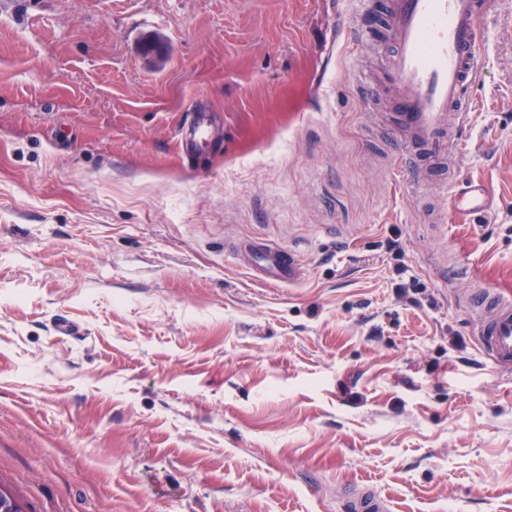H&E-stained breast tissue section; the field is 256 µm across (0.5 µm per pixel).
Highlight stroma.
I'll use <instances>...</instances> for the list:
<instances>
[{
	"instance_id": "1",
	"label": "stroma",
	"mask_w": 512,
	"mask_h": 512,
	"mask_svg": "<svg viewBox=\"0 0 512 512\" xmlns=\"http://www.w3.org/2000/svg\"><path fill=\"white\" fill-rule=\"evenodd\" d=\"M491 2L452 177L495 207L437 224L396 165L390 46L338 39L336 0H0V488L24 512H356L362 488L512 512V368L474 303L512 300ZM196 108L215 131L185 153ZM263 247L299 279L260 281Z\"/></svg>"
}]
</instances>
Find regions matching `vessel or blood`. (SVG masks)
<instances>
[{"label":"vessel or blood","instance_id":"1","mask_svg":"<svg viewBox=\"0 0 512 512\" xmlns=\"http://www.w3.org/2000/svg\"><path fill=\"white\" fill-rule=\"evenodd\" d=\"M487 0H354L345 34L362 40L384 22L393 52L388 67L398 90L396 117L404 134L397 165L411 190H419L420 158H441L464 141L467 115L476 104L470 89L480 70L478 55L487 31ZM211 127L205 113L182 132L185 148L207 139ZM441 212L456 215L486 214L494 202L478 182H441ZM251 268L270 284L298 277L300 266L292 256L253 250ZM489 310L480 328L484 349L501 365L512 366V303L489 300Z\"/></svg>","mask_w":512,"mask_h":512}]
</instances>
